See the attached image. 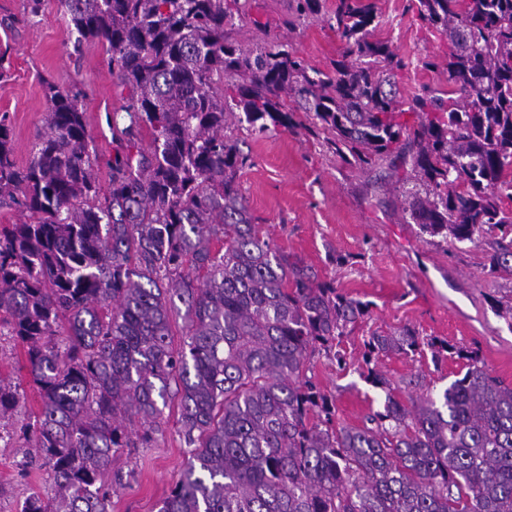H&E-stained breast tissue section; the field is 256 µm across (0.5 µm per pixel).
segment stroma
I'll list each match as a JSON object with an SVG mask.
<instances>
[{"instance_id": "obj_1", "label": "stroma", "mask_w": 512, "mask_h": 512, "mask_svg": "<svg viewBox=\"0 0 512 512\" xmlns=\"http://www.w3.org/2000/svg\"><path fill=\"white\" fill-rule=\"evenodd\" d=\"M245 16L232 35L247 45L279 42L297 51L310 65L332 70L342 46L324 19L290 21L288 0H241ZM378 39L404 56L408 66L397 81L402 98L422 87L447 95L444 63L446 36L421 25L409 0H378ZM74 38L58 0H41L31 13L28 0H0V51L7 71L0 78V115L12 129L18 163H27L45 127L44 84L70 86L80 81L91 147L98 157L100 186L108 184L112 130L106 115L118 111L121 90L112 80L101 44L74 51ZM252 163L237 181L261 232L290 257L311 266L321 279L334 282L349 296L367 302L370 315L341 344L346 368L316 356L313 381L336 400V417L345 425H362L379 409L384 395L366 383L358 365L364 343L373 333L412 330L422 338L437 337L476 351L493 375L512 385V275L490 274L491 249L483 243L455 245L420 234L403 223L396 184L387 168L362 170L340 158L324 137L301 128H273L255 135L234 128ZM378 368L391 381L395 395L408 400L407 381L420 376L431 395L440 394L460 372L464 360L451 357L433 364L430 351L405 357H381ZM0 377L25 395L23 413L38 410L21 343L0 322ZM162 433L150 448H132L118 456L114 468L131 478L112 497V512H159L189 455L179 433L176 404L160 417ZM48 497L51 480L20 438L0 441V512H21L31 493Z\"/></svg>"}]
</instances>
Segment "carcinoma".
Here are the masks:
<instances>
[{"label":"carcinoma","mask_w":512,"mask_h":512,"mask_svg":"<svg viewBox=\"0 0 512 512\" xmlns=\"http://www.w3.org/2000/svg\"><path fill=\"white\" fill-rule=\"evenodd\" d=\"M240 0H59L74 44L106 46L126 91L107 116L115 155L100 195L82 95L45 83V130L17 163L0 117V312L23 345L41 405L22 426L54 495L21 512H112L127 448L161 433L177 401L189 462L160 512H512V385L476 354L409 330L364 343L361 376L385 392L361 427L307 377L369 305L320 280L261 235L237 183L251 157L226 134L302 126L336 153L388 165L419 233L489 241V271L512 274V0H414L448 37L458 94L398 100L405 67L373 38L375 0H336L342 45L327 73L281 44L232 38ZM297 17L322 0H289ZM302 112L305 121H296ZM417 117L411 127L397 117ZM403 143L400 163L387 162ZM222 248L213 250V242ZM183 313L173 346L170 317ZM466 371L407 406L378 369L421 347ZM23 394L0 378V440Z\"/></svg>","instance_id":"1"}]
</instances>
